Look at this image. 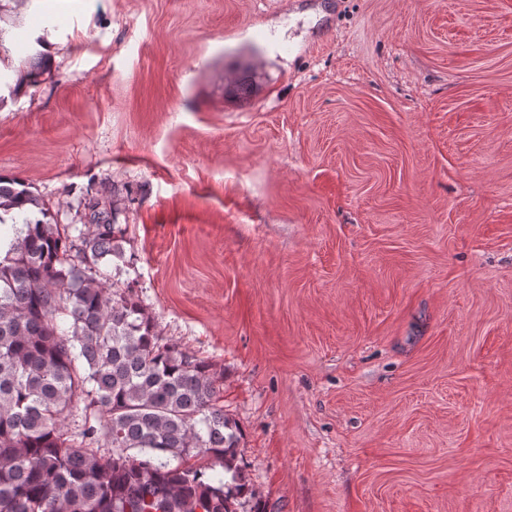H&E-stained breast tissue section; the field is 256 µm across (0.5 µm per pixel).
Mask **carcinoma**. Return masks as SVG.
<instances>
[{"instance_id":"cac0c4a2","label":"carcinoma","mask_w":512,"mask_h":512,"mask_svg":"<svg viewBox=\"0 0 512 512\" xmlns=\"http://www.w3.org/2000/svg\"><path fill=\"white\" fill-rule=\"evenodd\" d=\"M40 199L0 176V512H237L242 431L223 374L159 338L111 212L22 219ZM231 474V481L225 474Z\"/></svg>"}]
</instances>
